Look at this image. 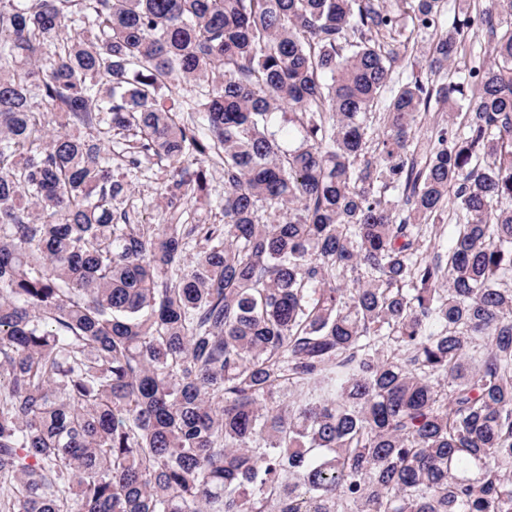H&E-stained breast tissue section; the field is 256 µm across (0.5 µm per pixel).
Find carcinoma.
<instances>
[{"label": "carcinoma", "mask_w": 512, "mask_h": 512, "mask_svg": "<svg viewBox=\"0 0 512 512\" xmlns=\"http://www.w3.org/2000/svg\"><path fill=\"white\" fill-rule=\"evenodd\" d=\"M404 2L0 0V512H512V20ZM427 40L423 43H419L417 49L411 53L409 51L406 55L401 56L393 67V77L398 74L404 76L411 74L412 72H422L423 75L427 72V53H426ZM142 165V168H150L143 172V176L138 179L126 178L132 181L130 185V193H128V206L130 210L135 212V216L140 223L149 222L151 224H165L169 211L167 199L161 192L164 187L172 179L173 169L168 167L166 162L162 164ZM161 192V194H160ZM215 177L216 180L213 183L215 191H212L210 197L197 203L180 205V208L185 207L191 213V217L200 224H217L222 219L220 201L224 195V183L220 174L216 173Z\"/></svg>", "instance_id": "1"}]
</instances>
